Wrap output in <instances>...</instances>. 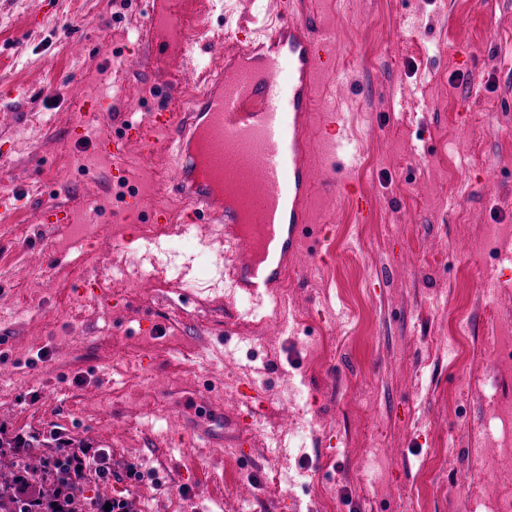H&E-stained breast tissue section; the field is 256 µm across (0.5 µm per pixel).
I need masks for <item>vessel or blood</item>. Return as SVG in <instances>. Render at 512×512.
I'll use <instances>...</instances> for the list:
<instances>
[{"label": "vessel or blood", "instance_id": "obj_1", "mask_svg": "<svg viewBox=\"0 0 512 512\" xmlns=\"http://www.w3.org/2000/svg\"><path fill=\"white\" fill-rule=\"evenodd\" d=\"M212 7L211 0H158L147 36L177 56L192 53ZM339 49L335 32L314 28L296 0H280L269 26L244 31L225 48L219 70L203 71L183 111L152 113L133 129L148 150L171 157L179 201L220 225L225 243L246 244L228 276L249 296L279 299L294 257L308 244L317 184L311 109ZM283 69L285 93L275 83ZM245 417L233 415L228 436L200 424L188 430L209 444L240 448Z\"/></svg>", "mask_w": 512, "mask_h": 512}]
</instances>
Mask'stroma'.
I'll return each mask as SVG.
<instances>
[{
  "instance_id": "obj_1",
  "label": "stroma",
  "mask_w": 512,
  "mask_h": 512,
  "mask_svg": "<svg viewBox=\"0 0 512 512\" xmlns=\"http://www.w3.org/2000/svg\"><path fill=\"white\" fill-rule=\"evenodd\" d=\"M42 2L0 0V113L12 116L0 193L14 197L0 221V427L108 449L112 475L88 496H125L136 512H462L487 481L470 435L512 401V361L481 351L490 312L512 334V233L477 251L487 227L512 225V0H307L335 30L347 77L324 76L310 138L321 146L335 96L362 158L341 172L315 158L324 188L311 217L335 230L297 255L286 328L250 318L258 301L207 264L234 249L204 216L173 256L187 288L103 280L141 254L140 229L122 221L136 194L176 224L182 206L154 190L157 157L129 141L103 159L83 134L95 98L120 100L110 130L123 138L139 115L191 100L195 71L224 58L226 29L264 25L276 0H216L207 50L174 64L140 39L153 0ZM339 177L367 197L370 222L330 192ZM48 204L73 223L43 224ZM87 224L101 228L92 251L77 238ZM488 278L491 304L478 292ZM459 321L470 334L452 361L431 342ZM204 394L258 409L235 459L184 431L205 417ZM441 444L424 486L420 466ZM373 449L368 490L359 467Z\"/></svg>"
}]
</instances>
